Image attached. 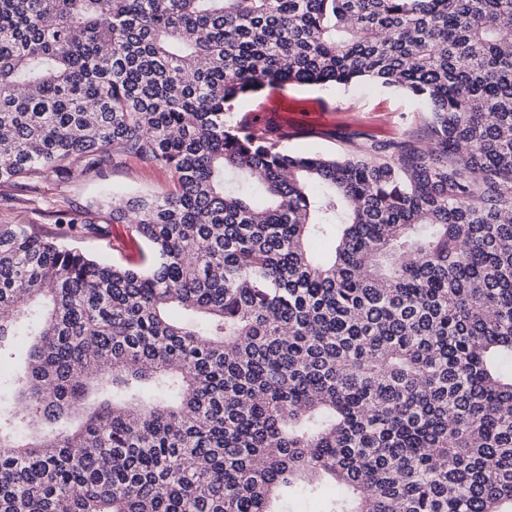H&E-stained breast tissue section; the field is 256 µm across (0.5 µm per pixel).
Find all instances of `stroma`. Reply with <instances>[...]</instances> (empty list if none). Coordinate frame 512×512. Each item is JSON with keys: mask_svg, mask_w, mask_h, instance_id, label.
<instances>
[{"mask_svg": "<svg viewBox=\"0 0 512 512\" xmlns=\"http://www.w3.org/2000/svg\"><path fill=\"white\" fill-rule=\"evenodd\" d=\"M240 111L257 114L291 129L289 150L335 152L357 135L376 138L402 136L421 121L413 100L397 92L358 84L346 89L323 90L315 86L270 87L258 98L240 102ZM172 186L169 171L133 157L114 158L103 176L89 177L74 171L71 179L47 176L40 184L42 196L69 205L74 211L93 210L108 215L106 201L132 193L161 195ZM75 247L114 263L126 262L137 247L125 225L115 224L107 237L79 238Z\"/></svg>", "mask_w": 512, "mask_h": 512, "instance_id": "stroma-1", "label": "stroma"}]
</instances>
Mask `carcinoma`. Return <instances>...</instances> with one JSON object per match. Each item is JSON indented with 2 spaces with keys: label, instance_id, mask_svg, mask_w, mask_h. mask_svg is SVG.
<instances>
[{
  "label": "carcinoma",
  "instance_id": "carcinoma-1",
  "mask_svg": "<svg viewBox=\"0 0 512 512\" xmlns=\"http://www.w3.org/2000/svg\"><path fill=\"white\" fill-rule=\"evenodd\" d=\"M358 83L423 131L238 111ZM127 155L135 263L0 223V512H512V0H0V198ZM281 94L288 96V106L281 102ZM239 110L288 127V133L307 132L288 137L290 151L335 152L359 134L400 137L419 124L422 116L407 96L368 84L334 90L295 85L284 89L269 87L261 97L242 100ZM35 341L34 336H25L18 341L12 349V358H6L0 362V376L4 380L23 371L27 352Z\"/></svg>",
  "mask_w": 512,
  "mask_h": 512
}]
</instances>
